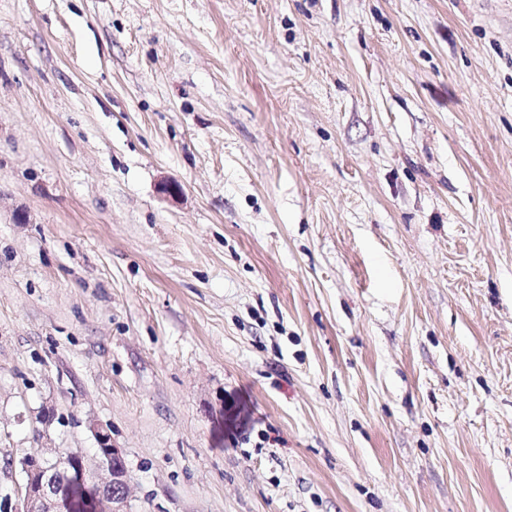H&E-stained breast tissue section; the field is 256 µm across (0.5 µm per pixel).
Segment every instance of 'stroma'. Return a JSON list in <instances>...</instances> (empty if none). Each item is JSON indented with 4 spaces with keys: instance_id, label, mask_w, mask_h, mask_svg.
Masks as SVG:
<instances>
[{
    "instance_id": "obj_1",
    "label": "stroma",
    "mask_w": 512,
    "mask_h": 512,
    "mask_svg": "<svg viewBox=\"0 0 512 512\" xmlns=\"http://www.w3.org/2000/svg\"><path fill=\"white\" fill-rule=\"evenodd\" d=\"M94 423L129 512H512V0H0V512Z\"/></svg>"
}]
</instances>
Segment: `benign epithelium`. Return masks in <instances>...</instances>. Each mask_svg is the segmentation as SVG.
Segmentation results:
<instances>
[{"label":"benign epithelium","mask_w":512,"mask_h":512,"mask_svg":"<svg viewBox=\"0 0 512 512\" xmlns=\"http://www.w3.org/2000/svg\"><path fill=\"white\" fill-rule=\"evenodd\" d=\"M99 473L73 452L53 451L21 461L18 512H127L128 470L109 430L93 426Z\"/></svg>","instance_id":"benign-epithelium-1"}]
</instances>
